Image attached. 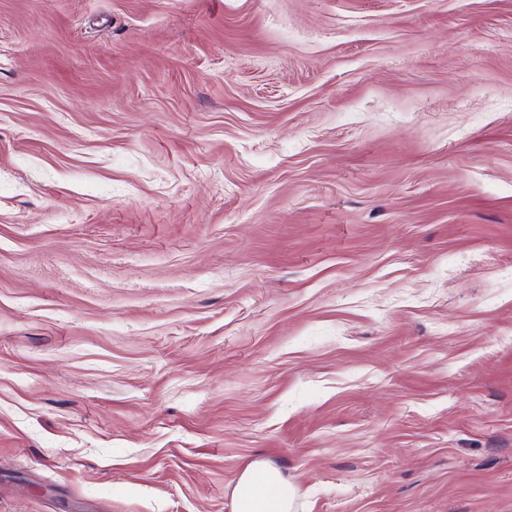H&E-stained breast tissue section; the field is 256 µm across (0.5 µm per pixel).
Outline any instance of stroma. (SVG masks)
Returning a JSON list of instances; mask_svg holds the SVG:
<instances>
[{"instance_id":"35a3bbf8","label":"stroma","mask_w":512,"mask_h":512,"mask_svg":"<svg viewBox=\"0 0 512 512\" xmlns=\"http://www.w3.org/2000/svg\"><path fill=\"white\" fill-rule=\"evenodd\" d=\"M512 512V0H0V512ZM293 497L292 487L276 468L252 465L235 486V512H288Z\"/></svg>"}]
</instances>
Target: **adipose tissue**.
Wrapping results in <instances>:
<instances>
[{"label":"adipose tissue","instance_id":"ef3b65f1","mask_svg":"<svg viewBox=\"0 0 512 512\" xmlns=\"http://www.w3.org/2000/svg\"><path fill=\"white\" fill-rule=\"evenodd\" d=\"M293 497L292 487L276 468L253 465L235 486V512H289Z\"/></svg>","mask_w":512,"mask_h":512}]
</instances>
